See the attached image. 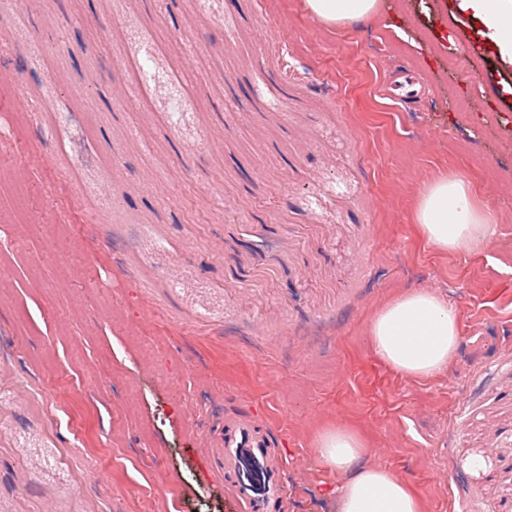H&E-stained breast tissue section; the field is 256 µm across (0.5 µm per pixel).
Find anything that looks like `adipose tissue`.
<instances>
[{"instance_id": "adipose-tissue-1", "label": "adipose tissue", "mask_w": 512, "mask_h": 512, "mask_svg": "<svg viewBox=\"0 0 512 512\" xmlns=\"http://www.w3.org/2000/svg\"><path fill=\"white\" fill-rule=\"evenodd\" d=\"M380 0H305L321 24L345 23L377 14ZM482 18L502 58L512 60V0H461ZM416 229L423 243L441 252H482L499 235L493 215L477 200L470 180L443 175L422 186ZM368 340L391 370L416 378L447 373L462 345L460 317L437 291L412 290L389 301L371 319ZM319 465L336 474L331 490L338 512H422L406 480L385 466L362 464L367 445L343 425L324 428L314 443Z\"/></svg>"}]
</instances>
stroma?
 Listing matches in <instances>:
<instances>
[{"mask_svg": "<svg viewBox=\"0 0 512 512\" xmlns=\"http://www.w3.org/2000/svg\"><path fill=\"white\" fill-rule=\"evenodd\" d=\"M459 0L316 25L302 0H0V512H242L204 462L249 414L283 512H336L316 431L424 512H512V65ZM415 76L419 100L386 88ZM471 180L501 232L442 253L419 188ZM448 298V373L366 336ZM368 340L375 356L391 370L416 378L448 372L462 345L460 317L437 291L402 293L370 320Z\"/></svg>", "mask_w": 512, "mask_h": 512, "instance_id": "35a3bbf8", "label": "stroma"}]
</instances>
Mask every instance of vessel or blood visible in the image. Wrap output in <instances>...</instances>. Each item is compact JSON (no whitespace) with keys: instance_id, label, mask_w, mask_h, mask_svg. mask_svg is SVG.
<instances>
[{"instance_id":"1","label":"vessel or blood","mask_w":512,"mask_h":512,"mask_svg":"<svg viewBox=\"0 0 512 512\" xmlns=\"http://www.w3.org/2000/svg\"><path fill=\"white\" fill-rule=\"evenodd\" d=\"M208 459L212 474L224 479L244 512H280L283 458L252 417L229 415Z\"/></svg>"}]
</instances>
